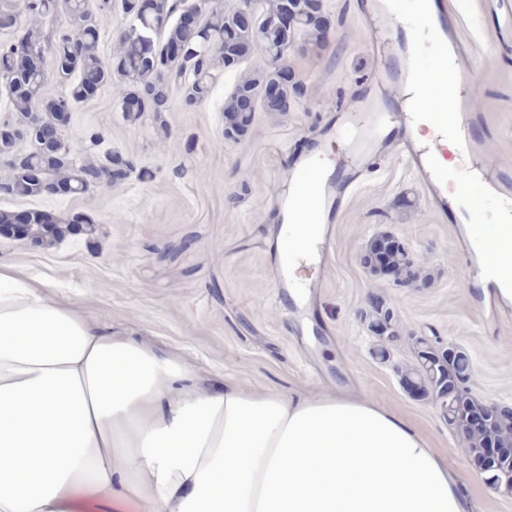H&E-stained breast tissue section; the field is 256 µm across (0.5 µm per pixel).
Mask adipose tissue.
I'll return each mask as SVG.
<instances>
[{
	"instance_id": "obj_1",
	"label": "adipose tissue",
	"mask_w": 512,
	"mask_h": 512,
	"mask_svg": "<svg viewBox=\"0 0 512 512\" xmlns=\"http://www.w3.org/2000/svg\"><path fill=\"white\" fill-rule=\"evenodd\" d=\"M367 397L208 386L0 265V512H472Z\"/></svg>"
}]
</instances>
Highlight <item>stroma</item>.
<instances>
[{"mask_svg":"<svg viewBox=\"0 0 512 512\" xmlns=\"http://www.w3.org/2000/svg\"><path fill=\"white\" fill-rule=\"evenodd\" d=\"M357 2L322 0L330 21L322 45L288 57L305 96L285 112H255L243 135L224 133L230 74L214 81L202 104L173 97L159 121L149 113L126 118L107 92L79 105L65 127L67 142L89 157L132 161L135 173L75 197L1 193L0 212L79 217L94 229L47 247L2 241L0 262L51 282L56 295L101 325L182 354L204 380L366 395L446 456L475 512H512V497L493 491L432 396H414L402 383L425 337L467 355L471 397L512 407V321H503L492 288L477 286L465 264L477 225L441 221L405 163L386 159L343 210L326 266L306 269L308 280L324 281L317 301L294 309L275 299L268 248L283 230L278 201L294 152L341 155L342 146L325 137L329 121L392 68L386 50L370 43L373 19ZM441 2L483 95L481 109L468 115L469 135L503 175L477 193L512 199V0ZM381 235L417 255L416 281L371 269L369 244ZM382 310L399 332L390 341L374 329Z\"/></svg>","mask_w":512,"mask_h":512,"instance_id":"obj_1","label":"stroma"}]
</instances>
